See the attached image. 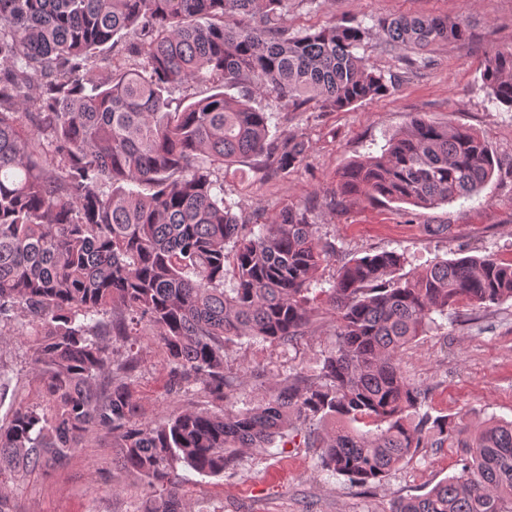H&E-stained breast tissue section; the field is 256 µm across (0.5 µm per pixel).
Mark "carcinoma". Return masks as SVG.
Returning a JSON list of instances; mask_svg holds the SVG:
<instances>
[{"instance_id": "obj_1", "label": "carcinoma", "mask_w": 512, "mask_h": 512, "mask_svg": "<svg viewBox=\"0 0 512 512\" xmlns=\"http://www.w3.org/2000/svg\"><path fill=\"white\" fill-rule=\"evenodd\" d=\"M287 15L288 0H0V403L20 384L5 351L20 314L40 395L0 418V512H17L10 481L65 465L100 435L117 469L161 487L142 512H188L178 466L220 476L244 450L294 433L320 449V471L360 486L422 448H463L460 473L391 512H512V421L470 430L433 415L398 362L434 315L512 299V261L467 256L410 273L404 255L384 250L345 261L316 290L336 245L307 210L256 226L224 200V169L250 159L286 176L309 151L299 134L269 135L253 89L290 112H334L393 85L359 54L361 25L291 35ZM377 26L418 55L469 37L437 15ZM107 44L128 66L112 67ZM205 73L214 93L173 104ZM481 78L512 108L511 46L485 56ZM496 166L476 130L415 113L381 155L342 169L333 197L428 208L474 195ZM320 302L336 334L318 374L290 373L260 405L228 408L225 344L292 345ZM133 336L161 345L170 390L198 384L200 399L145 420L133 388L140 353H119Z\"/></svg>"}]
</instances>
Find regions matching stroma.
Returning a JSON list of instances; mask_svg holds the SVG:
<instances>
[{
	"instance_id": "stroma-1",
	"label": "stroma",
	"mask_w": 512,
	"mask_h": 512,
	"mask_svg": "<svg viewBox=\"0 0 512 512\" xmlns=\"http://www.w3.org/2000/svg\"><path fill=\"white\" fill-rule=\"evenodd\" d=\"M442 15L467 25L466 41L444 43L410 64V51L387 44L374 32L378 19ZM370 28L363 53L376 69L394 77L389 93L336 112H290L274 96L257 91L255 104L271 112V134L298 133L308 140L305 161L288 176L264 177L249 166L224 172V194L250 224H267L284 207L309 211L322 239L336 256L322 270L332 280L341 262L394 250L407 269L437 260L493 255L512 260V108L488 94L480 62L494 47L512 45V0H291L287 24L305 33L333 24ZM422 112L479 131L500 168L468 199L432 208L365 199L328 204L337 174L351 161L380 154L410 114ZM335 317L319 308L306 335L290 346L243 337L227 344L225 376L236 383L239 407H253L293 369L314 371L331 349ZM142 367L134 382L146 419L157 420L186 400L169 388L164 353L141 338ZM399 362L428 392L433 414L477 422L512 421V300L486 308H462L438 318L426 335L406 347ZM458 448H424L382 483L364 488L344 477L326 478L317 469L318 451L274 444L245 453L235 473L199 475L178 467L176 486L193 512H389L398 496L423 493L458 473ZM104 439L79 449L59 468L42 469L11 482L19 512H140L149 488L112 463Z\"/></svg>"
}]
</instances>
